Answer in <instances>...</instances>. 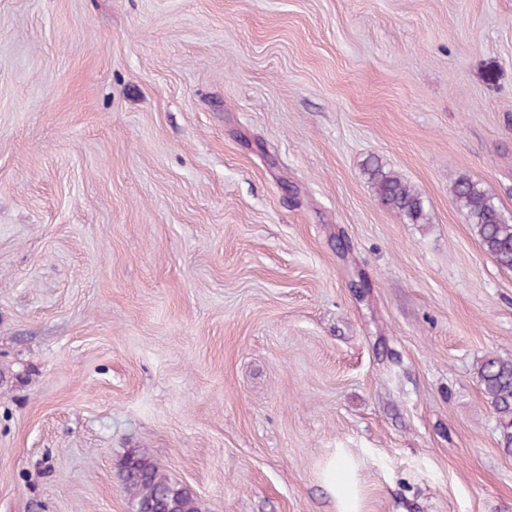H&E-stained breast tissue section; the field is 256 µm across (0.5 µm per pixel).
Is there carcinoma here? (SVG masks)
<instances>
[{
	"instance_id": "obj_1",
	"label": "carcinoma",
	"mask_w": 512,
	"mask_h": 512,
	"mask_svg": "<svg viewBox=\"0 0 512 512\" xmlns=\"http://www.w3.org/2000/svg\"><path fill=\"white\" fill-rule=\"evenodd\" d=\"M369 181L380 202L409 224L426 223L421 196L402 178L377 163L366 166ZM452 193L468 217L483 250L502 268L512 271V220L508 219L479 183L458 179ZM481 390L499 414L501 444L512 447V358L487 356L476 367ZM121 473L132 500L151 501L170 512H200L193 493L161 472L147 453L133 452L124 458Z\"/></svg>"
}]
</instances>
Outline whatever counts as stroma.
I'll list each match as a JSON object with an SVG mask.
<instances>
[{"label": "stroma", "mask_w": 512, "mask_h": 512, "mask_svg": "<svg viewBox=\"0 0 512 512\" xmlns=\"http://www.w3.org/2000/svg\"><path fill=\"white\" fill-rule=\"evenodd\" d=\"M463 176L512 218V0H0V512H512ZM369 181L380 202L397 212L409 224L426 223V210L421 196L402 178L377 162L366 166ZM131 468V469H128ZM126 491L133 501H151L170 512H200L193 493L182 484L172 481L161 472L147 453L133 452L124 458L121 474Z\"/></svg>", "instance_id": "35a3bbf8"}]
</instances>
